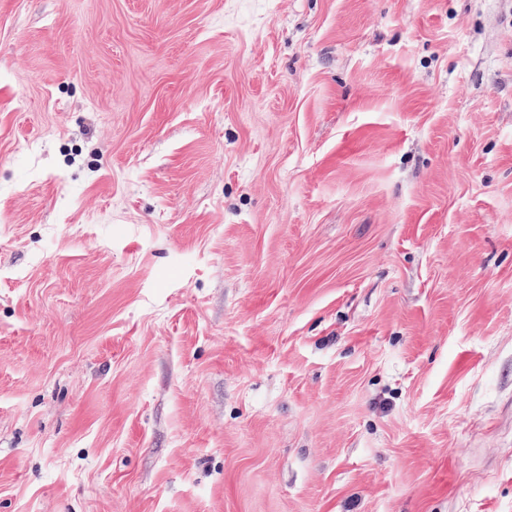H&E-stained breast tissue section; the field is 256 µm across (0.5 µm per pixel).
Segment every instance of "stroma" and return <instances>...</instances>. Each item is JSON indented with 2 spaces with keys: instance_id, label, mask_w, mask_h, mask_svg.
<instances>
[{
  "instance_id": "1",
  "label": "stroma",
  "mask_w": 512,
  "mask_h": 512,
  "mask_svg": "<svg viewBox=\"0 0 512 512\" xmlns=\"http://www.w3.org/2000/svg\"><path fill=\"white\" fill-rule=\"evenodd\" d=\"M0 512H512V0H0Z\"/></svg>"
}]
</instances>
